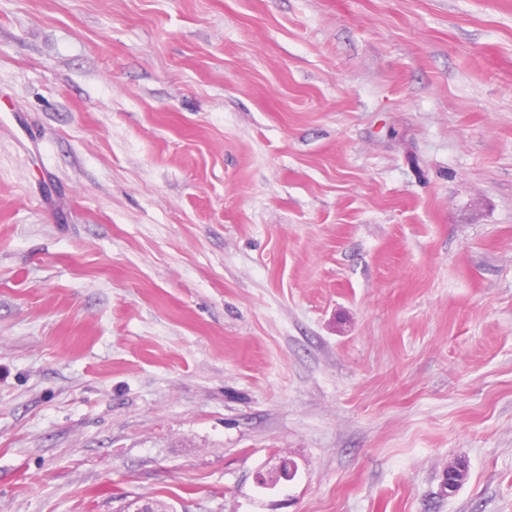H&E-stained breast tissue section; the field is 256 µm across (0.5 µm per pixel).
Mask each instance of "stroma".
<instances>
[{
	"label": "stroma",
	"mask_w": 512,
	"mask_h": 512,
	"mask_svg": "<svg viewBox=\"0 0 512 512\" xmlns=\"http://www.w3.org/2000/svg\"><path fill=\"white\" fill-rule=\"evenodd\" d=\"M134 500L512 512V0H0V512Z\"/></svg>",
	"instance_id": "stroma-1"
}]
</instances>
